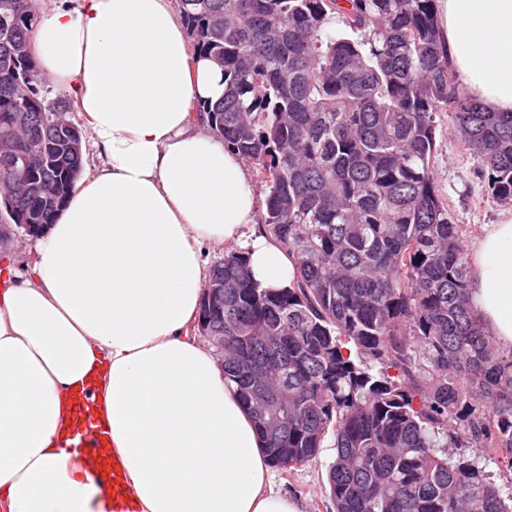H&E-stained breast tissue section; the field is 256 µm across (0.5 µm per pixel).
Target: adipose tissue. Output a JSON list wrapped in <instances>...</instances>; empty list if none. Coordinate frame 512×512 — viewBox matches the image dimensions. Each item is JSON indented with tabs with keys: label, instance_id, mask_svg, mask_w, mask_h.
Here are the masks:
<instances>
[{
	"label": "adipose tissue",
	"instance_id": "ef3b65f1",
	"mask_svg": "<svg viewBox=\"0 0 512 512\" xmlns=\"http://www.w3.org/2000/svg\"><path fill=\"white\" fill-rule=\"evenodd\" d=\"M32 45L40 77L70 90L102 163L38 239L30 274L0 255V512H112V494L66 448L72 398L94 383L138 512H301L276 487L264 440L191 331L203 244L238 240L260 200L248 162L190 104L224 72L193 55L170 0H78ZM465 90L512 112V0H437ZM256 282L294 263L265 235L244 246ZM475 315L512 347V208L473 247Z\"/></svg>",
	"mask_w": 512,
	"mask_h": 512
}]
</instances>
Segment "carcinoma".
Here are the masks:
<instances>
[{
  "label": "carcinoma",
  "mask_w": 512,
  "mask_h": 512,
  "mask_svg": "<svg viewBox=\"0 0 512 512\" xmlns=\"http://www.w3.org/2000/svg\"><path fill=\"white\" fill-rule=\"evenodd\" d=\"M177 0L193 52L224 71L213 133L267 189L263 233L294 261L261 289L230 245L203 297L224 375L286 472L332 439L333 512H512V348L469 301L473 270L430 164L435 113L512 205V112H488L443 51L436 0ZM341 13L352 35L336 33ZM36 0H0V205L38 238L82 170V132L46 104ZM502 458V453H491L490 456H487L485 460H482L481 466L485 469V471L492 477L495 483L501 488L503 494L512 496V483L510 481V477L506 476L501 469L500 460Z\"/></svg>",
  "instance_id": "cac0c4a2"
}]
</instances>
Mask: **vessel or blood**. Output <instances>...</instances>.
<instances>
[{"label":"vessel or blood","instance_id":"obj_1","mask_svg":"<svg viewBox=\"0 0 512 512\" xmlns=\"http://www.w3.org/2000/svg\"><path fill=\"white\" fill-rule=\"evenodd\" d=\"M93 386H86L73 398V423L69 438L88 459L97 478L110 481L113 512H135L134 492L122 476L120 468L106 469L104 461L110 446L108 433L98 417Z\"/></svg>","mask_w":512,"mask_h":512}]
</instances>
